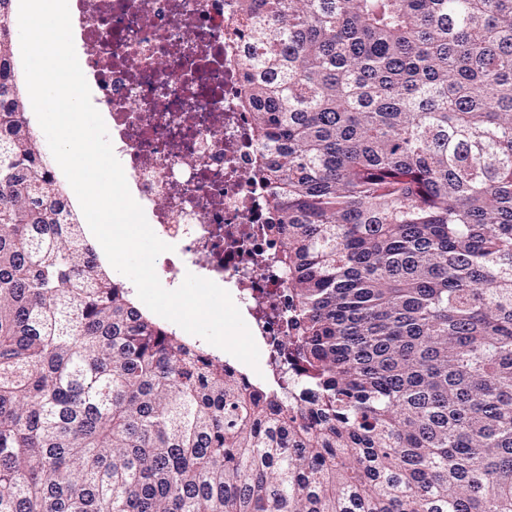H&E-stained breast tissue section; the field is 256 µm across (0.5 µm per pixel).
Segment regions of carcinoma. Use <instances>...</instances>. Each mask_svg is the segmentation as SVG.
<instances>
[{"instance_id": "carcinoma-1", "label": "carcinoma", "mask_w": 512, "mask_h": 512, "mask_svg": "<svg viewBox=\"0 0 512 512\" xmlns=\"http://www.w3.org/2000/svg\"><path fill=\"white\" fill-rule=\"evenodd\" d=\"M301 406L147 316L0 101V512H512V0H239Z\"/></svg>"}]
</instances>
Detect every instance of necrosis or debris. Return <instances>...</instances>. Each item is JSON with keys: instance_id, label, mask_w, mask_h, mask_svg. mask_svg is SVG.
<instances>
[{"instance_id": "necrosis-or-debris-1", "label": "necrosis or debris", "mask_w": 512, "mask_h": 512, "mask_svg": "<svg viewBox=\"0 0 512 512\" xmlns=\"http://www.w3.org/2000/svg\"><path fill=\"white\" fill-rule=\"evenodd\" d=\"M71 22L92 48L84 75L133 197L172 246L158 278L176 288L192 273L229 291L270 382L288 307L267 188L251 177L261 151L238 84V0H75Z\"/></svg>"}]
</instances>
